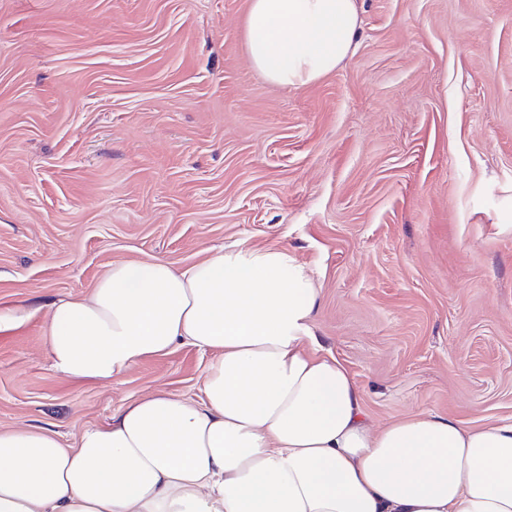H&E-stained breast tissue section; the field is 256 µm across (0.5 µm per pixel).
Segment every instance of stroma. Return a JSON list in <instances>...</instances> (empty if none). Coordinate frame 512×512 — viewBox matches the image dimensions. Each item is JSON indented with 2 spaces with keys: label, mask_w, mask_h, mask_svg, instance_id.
<instances>
[{
  "label": "stroma",
  "mask_w": 512,
  "mask_h": 512,
  "mask_svg": "<svg viewBox=\"0 0 512 512\" xmlns=\"http://www.w3.org/2000/svg\"><path fill=\"white\" fill-rule=\"evenodd\" d=\"M354 54L299 87L248 0H0V431L74 445L125 405L198 399L188 344L108 379L55 369L52 301L117 262L288 250L375 428L512 420V0H358Z\"/></svg>",
  "instance_id": "stroma-1"
}]
</instances>
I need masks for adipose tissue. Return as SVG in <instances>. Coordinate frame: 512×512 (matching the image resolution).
Masks as SVG:
<instances>
[{"label":"adipose tissue","instance_id":"ef3b65f1","mask_svg":"<svg viewBox=\"0 0 512 512\" xmlns=\"http://www.w3.org/2000/svg\"><path fill=\"white\" fill-rule=\"evenodd\" d=\"M357 0H249L270 82L310 84L354 50ZM319 290L284 249H217L178 271L112 264L50 306L55 368L109 378L175 343L214 353L200 400L154 394L75 447L0 432V512H512V422L434 413L379 429L347 367L320 353Z\"/></svg>","mask_w":512,"mask_h":512}]
</instances>
